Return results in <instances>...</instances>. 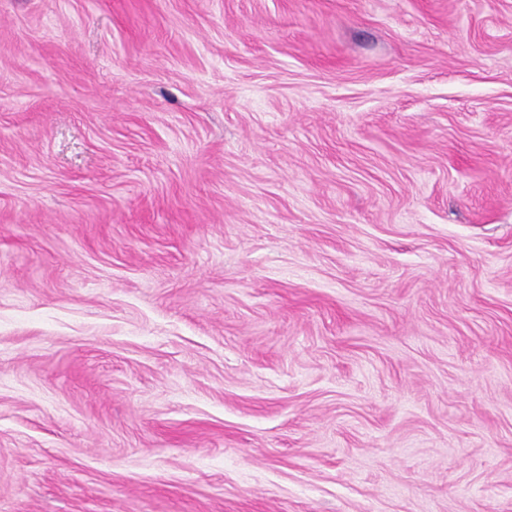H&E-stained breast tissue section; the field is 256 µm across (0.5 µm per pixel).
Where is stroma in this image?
<instances>
[{
	"label": "stroma",
	"instance_id": "obj_1",
	"mask_svg": "<svg viewBox=\"0 0 512 512\" xmlns=\"http://www.w3.org/2000/svg\"><path fill=\"white\" fill-rule=\"evenodd\" d=\"M0 512H512V0H0Z\"/></svg>",
	"mask_w": 512,
	"mask_h": 512
}]
</instances>
